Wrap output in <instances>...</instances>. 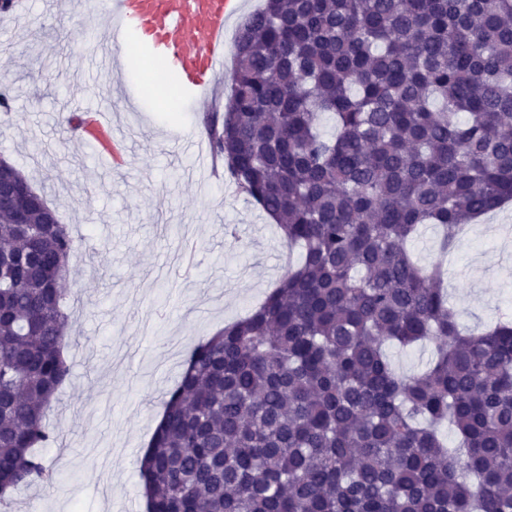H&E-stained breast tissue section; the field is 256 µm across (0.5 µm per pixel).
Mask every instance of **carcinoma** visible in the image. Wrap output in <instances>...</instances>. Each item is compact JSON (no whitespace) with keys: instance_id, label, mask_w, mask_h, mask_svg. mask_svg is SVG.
I'll return each instance as SVG.
<instances>
[{"instance_id":"cac0c4a2","label":"carcinoma","mask_w":512,"mask_h":512,"mask_svg":"<svg viewBox=\"0 0 512 512\" xmlns=\"http://www.w3.org/2000/svg\"><path fill=\"white\" fill-rule=\"evenodd\" d=\"M234 57L212 152L301 258L186 354L139 460L147 512H512V320L463 324L408 250L512 201V0H264ZM27 207L0 213L5 508L55 483L36 449L70 315L47 271L81 245ZM422 342L428 368L397 374L384 347Z\"/></svg>"}]
</instances>
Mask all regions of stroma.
<instances>
[{"label":"stroma","mask_w":512,"mask_h":512,"mask_svg":"<svg viewBox=\"0 0 512 512\" xmlns=\"http://www.w3.org/2000/svg\"><path fill=\"white\" fill-rule=\"evenodd\" d=\"M8 22L0 86V157L44 190L81 238L65 284L72 376L47 413L56 435L43 449L58 482L18 496L14 512H144L139 457L188 348L247 316L275 288L289 253L276 225L215 167L202 182L178 133L206 141L203 112L146 94L153 65L130 69L142 111L125 112L94 64L86 35L105 17L80 0H31ZM127 139L115 167L89 146L91 111ZM239 228L225 238V225ZM512 206L463 233L448 258V300L468 325L512 316Z\"/></svg>","instance_id":"1"}]
</instances>
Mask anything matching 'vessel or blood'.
<instances>
[{
  "label": "vessel or blood",
  "instance_id": "b4317fda",
  "mask_svg": "<svg viewBox=\"0 0 512 512\" xmlns=\"http://www.w3.org/2000/svg\"><path fill=\"white\" fill-rule=\"evenodd\" d=\"M87 4L109 19L106 31L92 40L99 50V68L119 80L118 97L130 112L139 105L123 83V46L136 45L161 60L180 78L188 98L202 99L224 72L225 36L243 8V0H87Z\"/></svg>",
  "mask_w": 512,
  "mask_h": 512
}]
</instances>
